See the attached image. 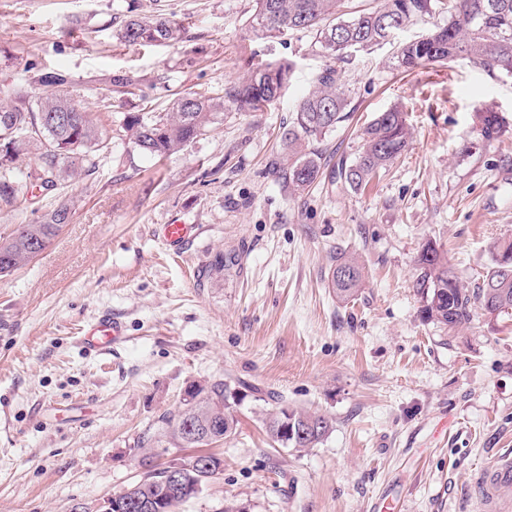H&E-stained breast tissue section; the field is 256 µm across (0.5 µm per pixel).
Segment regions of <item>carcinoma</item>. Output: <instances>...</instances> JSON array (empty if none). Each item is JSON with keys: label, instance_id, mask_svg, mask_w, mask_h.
I'll list each match as a JSON object with an SVG mask.
<instances>
[{"label": "carcinoma", "instance_id": "obj_1", "mask_svg": "<svg viewBox=\"0 0 512 512\" xmlns=\"http://www.w3.org/2000/svg\"><path fill=\"white\" fill-rule=\"evenodd\" d=\"M254 23L267 35L289 30H307L314 36V47L337 59L350 48H365L387 40V31L399 30L438 10L448 12V24L402 46L398 65L411 70L436 62L468 60L471 66L490 77L512 74V0H382L379 7L358 15L345 16L346 0H254ZM184 26L168 17H127L118 31L128 44H167L182 41ZM292 76L291 64H267L252 70L242 81L222 89L212 97L182 96L169 112L151 115L128 113L122 120L126 137L141 152L163 156L204 135L224 102L240 112H262L277 100ZM348 98L336 69L326 68L316 84L299 101L291 127L284 136L288 150V184L297 191L313 185L322 174V150L315 146L321 138L347 117ZM0 205L12 206L20 190L31 181L50 191L75 178L80 172L98 169L97 155L109 149L111 140L90 118L84 105L57 91H45L34 101L18 87L10 89L0 102ZM503 130L500 117L487 112L479 128L482 140L497 139ZM362 146L354 161L331 170L332 179L352 190L369 183L381 169L396 161L408 148L410 130L406 112L393 107L378 113L361 132ZM41 149L40 165L32 170L24 164L29 147ZM37 218L17 225L14 233L0 240V275H6L41 253L59 234V218L71 213L70 204L59 199L33 210ZM414 288L421 294L420 317L426 323L450 331L471 320L474 307L486 310V303L512 309V274L499 273L496 261L472 289L466 288L439 249L429 241L417 259ZM363 282V268L356 259L339 254L331 267L330 285L336 297L348 301L357 296ZM207 401L214 431L195 428L194 411L169 413L166 423L182 420L185 433L171 432L176 448H201L218 443L235 433L237 420L233 405L239 392L219 379L209 386ZM292 426L304 431L301 441L288 439V447L313 448L331 432L333 420L318 412L288 408ZM208 482L203 473H191L181 487L163 481L158 474L142 476L121 493L129 508L142 512L141 502L161 500L166 512H178L183 503L195 497L194 484Z\"/></svg>", "mask_w": 512, "mask_h": 512}]
</instances>
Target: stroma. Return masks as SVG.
<instances>
[{
    "label": "stroma",
    "instance_id": "obj_1",
    "mask_svg": "<svg viewBox=\"0 0 512 512\" xmlns=\"http://www.w3.org/2000/svg\"><path fill=\"white\" fill-rule=\"evenodd\" d=\"M182 22L172 46L126 45L127 13ZM254 0H0V86L61 90L90 106L112 148L99 172L56 191L29 189L0 208V238L33 219L30 198L66 197L69 224L32 260L0 276V512L96 506L140 476L139 441L171 459L162 418L192 384L241 387L224 469L179 512H476L475 475L512 450V316L474 311L454 331L421 321L416 260L436 242L465 286L512 237V76L467 60L405 72L397 49L447 14L332 60L312 34L251 27ZM293 65L265 111L225 105L205 135L157 159L129 142L128 112L207 97L250 69ZM334 67L350 117L322 138L327 167L351 160L360 128L407 109L410 147L363 191L322 178L302 192L279 174L281 135L299 99ZM503 120L478 135L480 113ZM193 224L170 250L161 225ZM364 271L336 298L332 259ZM223 269H215L216 258ZM109 314L125 328L111 352L79 341ZM332 418L316 447L265 432L281 404Z\"/></svg>",
    "mask_w": 512,
    "mask_h": 512
}]
</instances>
